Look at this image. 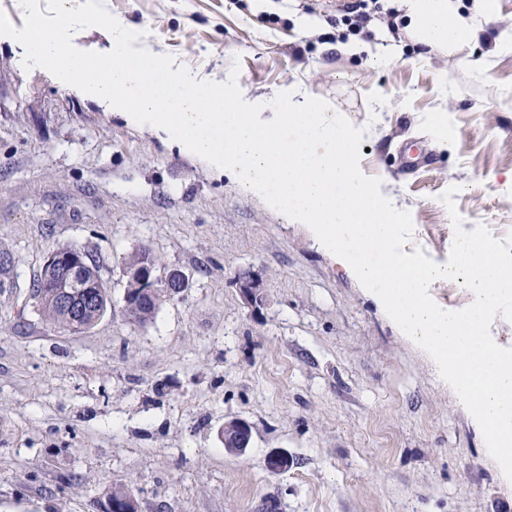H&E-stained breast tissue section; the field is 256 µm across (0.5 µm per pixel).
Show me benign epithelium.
<instances>
[{"label": "benign epithelium", "mask_w": 512, "mask_h": 512, "mask_svg": "<svg viewBox=\"0 0 512 512\" xmlns=\"http://www.w3.org/2000/svg\"><path fill=\"white\" fill-rule=\"evenodd\" d=\"M85 255L79 250L66 251L55 249L45 260L43 270L47 272L46 283L54 288L60 307L82 312L91 303L97 293L98 285L84 276ZM153 253L149 250L137 252L134 266L124 271L127 279L136 282V287L124 288V307L135 306L143 302H153L162 290L172 296L186 291L187 279L178 269H170L160 276ZM243 294L252 301L259 297L260 282L253 272L244 271L238 276ZM252 424L243 418H230L224 422L220 437L224 449L231 454H240L248 447L252 437ZM266 467L273 473H281L290 467L288 453L275 450L268 454ZM106 512H139L138 501L124 485L114 488L112 499L108 500Z\"/></svg>", "instance_id": "7a95c632"}]
</instances>
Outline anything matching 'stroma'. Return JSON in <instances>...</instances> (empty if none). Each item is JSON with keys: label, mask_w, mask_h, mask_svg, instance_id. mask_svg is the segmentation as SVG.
<instances>
[{"label": "stroma", "mask_w": 512, "mask_h": 512, "mask_svg": "<svg viewBox=\"0 0 512 512\" xmlns=\"http://www.w3.org/2000/svg\"><path fill=\"white\" fill-rule=\"evenodd\" d=\"M201 79L270 102L324 99L365 132L360 168L408 211L405 253L447 261L454 228L512 234V0L454 49L420 42L401 0L351 26L324 0H104ZM93 251L110 306L73 332L31 286L47 255ZM150 249L188 278L138 325L121 257ZM252 270L261 299L236 281ZM253 425L232 455L225 420ZM286 450L288 471L266 455ZM512 512L453 389L306 225L161 133L25 69L0 42V512ZM106 512H139L138 501L125 485L115 487Z\"/></svg>", "instance_id": "35a3bbf8"}]
</instances>
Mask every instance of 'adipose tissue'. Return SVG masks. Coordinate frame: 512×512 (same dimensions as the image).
<instances>
[{"label":"adipose tissue","instance_id":"adipose-tissue-1","mask_svg":"<svg viewBox=\"0 0 512 512\" xmlns=\"http://www.w3.org/2000/svg\"><path fill=\"white\" fill-rule=\"evenodd\" d=\"M406 12L426 44H454L471 40L477 32L475 17L462 16L455 0H403Z\"/></svg>","mask_w":512,"mask_h":512}]
</instances>
